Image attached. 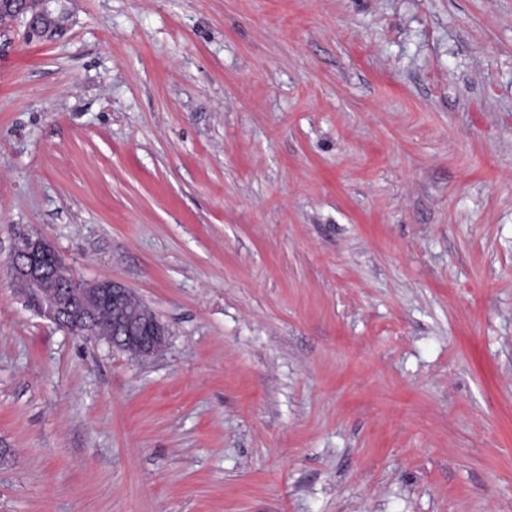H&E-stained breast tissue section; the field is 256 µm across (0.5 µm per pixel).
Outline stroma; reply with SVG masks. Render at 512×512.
Listing matches in <instances>:
<instances>
[{
  "label": "stroma",
  "instance_id": "stroma-1",
  "mask_svg": "<svg viewBox=\"0 0 512 512\" xmlns=\"http://www.w3.org/2000/svg\"><path fill=\"white\" fill-rule=\"evenodd\" d=\"M0 24V512H512V0H49ZM41 234L167 332L12 288ZM37 2L45 3L47 1L1 0L0 17L3 15L18 17L31 13L29 27L32 32L41 37H52L60 29V24L51 20L44 12L37 10Z\"/></svg>",
  "mask_w": 512,
  "mask_h": 512
}]
</instances>
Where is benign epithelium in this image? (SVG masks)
Segmentation results:
<instances>
[{
	"instance_id": "1",
	"label": "benign epithelium",
	"mask_w": 512,
	"mask_h": 512,
	"mask_svg": "<svg viewBox=\"0 0 512 512\" xmlns=\"http://www.w3.org/2000/svg\"><path fill=\"white\" fill-rule=\"evenodd\" d=\"M31 14L29 27L38 36L52 37L60 24L37 10V0H0V17ZM8 274L12 284L34 295L37 309L57 325L73 332L98 334L108 323L118 332L113 345L147 358L165 344V330L134 303L135 292L112 280L80 282L67 270L51 241L39 234L25 235L14 247Z\"/></svg>"
}]
</instances>
